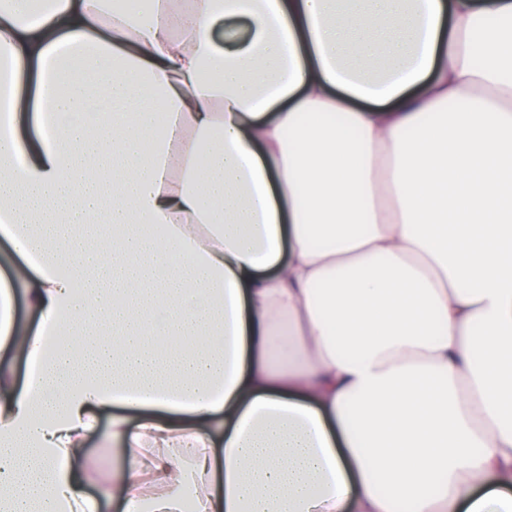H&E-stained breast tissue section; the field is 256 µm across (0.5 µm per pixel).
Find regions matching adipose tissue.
I'll use <instances>...</instances> for the list:
<instances>
[{
    "label": "adipose tissue",
    "mask_w": 512,
    "mask_h": 512,
    "mask_svg": "<svg viewBox=\"0 0 512 512\" xmlns=\"http://www.w3.org/2000/svg\"><path fill=\"white\" fill-rule=\"evenodd\" d=\"M0 107L6 512L512 504V0H0ZM255 30L254 22L250 20H239L234 22H224L214 34L217 45L223 47L229 41H245ZM11 371L16 380L24 379L28 366L18 349L10 345L0 351V371ZM84 462L92 476L97 480L108 479L121 464V452L112 444L101 441L99 434L89 437L86 447Z\"/></svg>",
    "instance_id": "1"
}]
</instances>
